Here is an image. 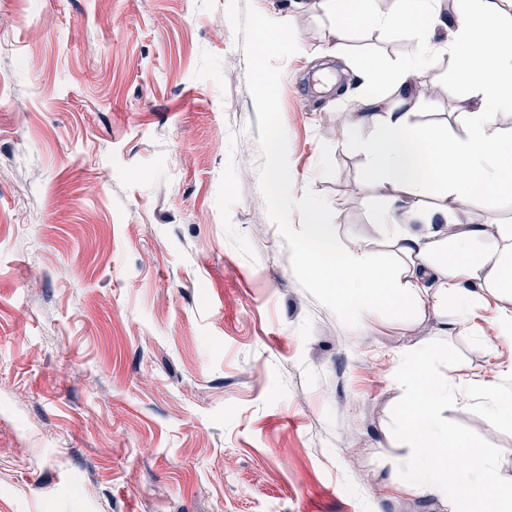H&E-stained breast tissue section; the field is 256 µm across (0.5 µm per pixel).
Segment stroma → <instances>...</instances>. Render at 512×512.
Listing matches in <instances>:
<instances>
[{"label":"stroma","mask_w":512,"mask_h":512,"mask_svg":"<svg viewBox=\"0 0 512 512\" xmlns=\"http://www.w3.org/2000/svg\"><path fill=\"white\" fill-rule=\"evenodd\" d=\"M226 0H0V512H448L402 480L390 430L404 353L437 339L455 387L498 383L512 297H476L463 333L431 307L344 326L300 286L258 186V123ZM290 23L278 61L292 193L325 198L337 232L379 234L383 193L338 124L390 102L365 57L398 67L412 29L353 28L322 0H250ZM338 56L359 88L317 87ZM440 54L411 101L427 131L464 133L473 92ZM443 418L502 451L512 435L458 396Z\"/></svg>","instance_id":"obj_1"}]
</instances>
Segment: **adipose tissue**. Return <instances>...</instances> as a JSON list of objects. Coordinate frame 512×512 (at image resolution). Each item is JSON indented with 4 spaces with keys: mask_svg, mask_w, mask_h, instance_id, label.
<instances>
[{
    "mask_svg": "<svg viewBox=\"0 0 512 512\" xmlns=\"http://www.w3.org/2000/svg\"><path fill=\"white\" fill-rule=\"evenodd\" d=\"M437 0H391L379 12L375 0H322L334 21L331 40L343 45L358 25L385 29L412 28L431 32L440 23ZM446 51L457 61V80L473 89L477 103L466 115L461 137L421 130L402 112V100L385 111L372 107L354 113L342 127L344 143L358 141L368 159L367 173L389 193V204L376 223L392 238L401 262L392 268L374 266L361 242H345L324 223L320 205L306 203L308 222L302 255L312 272L336 290V306L348 309L351 300L401 308L420 305L434 290V311L454 301L458 313L444 322L445 332H461L468 309L483 289L512 294V225L465 224L460 211L480 200L512 206V136L498 128L501 109L512 108V0H457L456 34ZM437 49L424 41L411 59L390 72L374 57L364 67L374 81L395 80L408 87L414 69L432 66ZM368 138H361L363 129ZM417 200L413 214H401V196ZM429 196L454 198L444 227L433 224ZM497 243L495 252L484 241Z\"/></svg>",
    "mask_w": 512,
    "mask_h": 512,
    "instance_id": "adipose-tissue-1",
    "label": "adipose tissue"
}]
</instances>
